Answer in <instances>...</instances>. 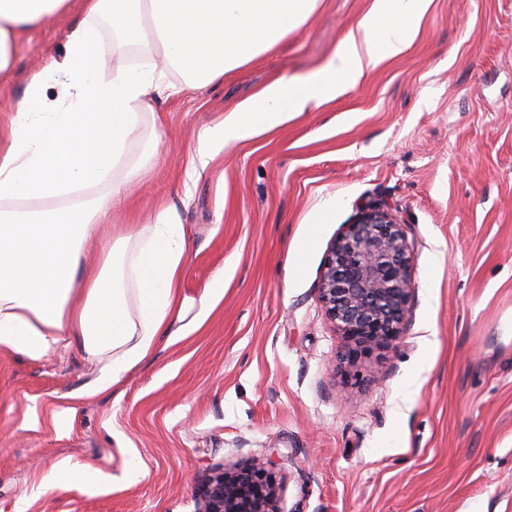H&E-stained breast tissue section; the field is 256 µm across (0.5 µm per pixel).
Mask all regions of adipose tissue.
I'll return each instance as SVG.
<instances>
[{
	"mask_svg": "<svg viewBox=\"0 0 512 512\" xmlns=\"http://www.w3.org/2000/svg\"><path fill=\"white\" fill-rule=\"evenodd\" d=\"M431 0H372L315 81L277 82L200 131L188 169L200 176L230 142L270 130L336 99L365 73L403 53ZM318 0H0V84L16 73L20 43L47 22L65 20L63 57L25 79L23 97L0 126V350L32 358L81 338L87 355L109 357L92 394L110 391L160 337L187 336L179 297L187 235L179 215L161 208L154 223L120 231L123 253L111 267L80 266L114 201L143 170L125 164L128 147L160 142L141 109L161 91L155 68L105 67V39L143 42L152 31L170 65L203 87L266 53L304 24ZM104 193H95V186ZM40 257L32 279L14 268L22 246ZM82 277H75V269ZM90 464L58 461L40 487L97 484Z\"/></svg>",
	"mask_w": 512,
	"mask_h": 512,
	"instance_id": "ef3b65f1",
	"label": "adipose tissue"
}]
</instances>
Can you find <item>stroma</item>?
<instances>
[{"mask_svg":"<svg viewBox=\"0 0 512 512\" xmlns=\"http://www.w3.org/2000/svg\"><path fill=\"white\" fill-rule=\"evenodd\" d=\"M371 3L320 0L207 87L167 71L139 121L161 117L160 144L110 220L176 210L201 324L93 398L102 364L78 338L40 359L0 350V512H200L214 472L268 458L279 512H512V0H432L402 55L187 177L202 127L272 82L311 81ZM63 26L20 44L1 123L23 74L63 54ZM372 203L405 226L415 298L401 338L350 369L318 283ZM64 458L100 484L42 493Z\"/></svg>","mask_w":512,"mask_h":512,"instance_id":"obj_1","label":"stroma"}]
</instances>
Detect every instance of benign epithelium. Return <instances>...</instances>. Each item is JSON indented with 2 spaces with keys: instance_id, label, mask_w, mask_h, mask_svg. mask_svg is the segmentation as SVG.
I'll use <instances>...</instances> for the list:
<instances>
[{
  "instance_id": "obj_1",
  "label": "benign epithelium",
  "mask_w": 512,
  "mask_h": 512,
  "mask_svg": "<svg viewBox=\"0 0 512 512\" xmlns=\"http://www.w3.org/2000/svg\"><path fill=\"white\" fill-rule=\"evenodd\" d=\"M415 292L404 225L389 209L366 205L343 226L325 257L319 298L346 339V363L400 339ZM273 461H253L212 475L201 489L202 512H278Z\"/></svg>"
}]
</instances>
